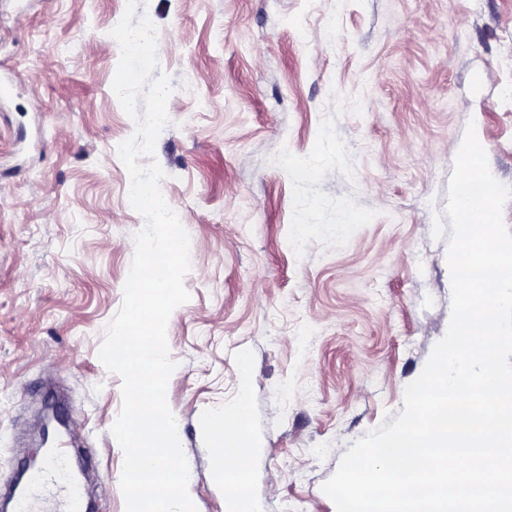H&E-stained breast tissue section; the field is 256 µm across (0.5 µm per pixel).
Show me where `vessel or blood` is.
<instances>
[{
	"mask_svg": "<svg viewBox=\"0 0 512 512\" xmlns=\"http://www.w3.org/2000/svg\"><path fill=\"white\" fill-rule=\"evenodd\" d=\"M57 492L63 496L61 512H82L84 487L72 475L64 448L49 451L41 467L28 473L24 487L9 493L11 512H37L38 499Z\"/></svg>",
	"mask_w": 512,
	"mask_h": 512,
	"instance_id": "vessel-or-blood-1",
	"label": "vessel or blood"
}]
</instances>
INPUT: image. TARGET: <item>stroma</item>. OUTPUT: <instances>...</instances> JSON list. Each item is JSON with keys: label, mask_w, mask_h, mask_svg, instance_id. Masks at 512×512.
<instances>
[{"label": "stroma", "mask_w": 512, "mask_h": 512, "mask_svg": "<svg viewBox=\"0 0 512 512\" xmlns=\"http://www.w3.org/2000/svg\"><path fill=\"white\" fill-rule=\"evenodd\" d=\"M126 0H0V488L54 396L125 512L98 352L143 217L117 154ZM172 78L155 158L190 237L167 326L198 512H226L205 428L245 409L254 512H336L354 440L398 416L451 318L444 209L475 124L512 186V0H146Z\"/></svg>", "instance_id": "35a3bbf8"}]
</instances>
